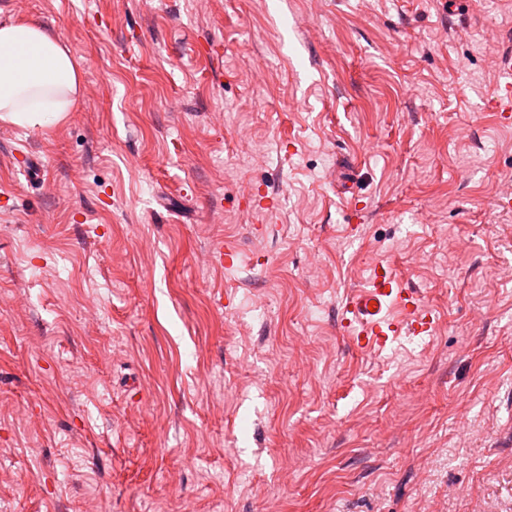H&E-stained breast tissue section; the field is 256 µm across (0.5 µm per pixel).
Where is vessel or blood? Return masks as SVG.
Here are the masks:
<instances>
[{"label": "vessel or blood", "mask_w": 512, "mask_h": 512, "mask_svg": "<svg viewBox=\"0 0 512 512\" xmlns=\"http://www.w3.org/2000/svg\"><path fill=\"white\" fill-rule=\"evenodd\" d=\"M501 82L494 104L512 110V51L499 59ZM339 325L364 352H383L403 336H427L437 326L432 308L418 289L406 286L390 266L375 265L367 285L352 291L339 317Z\"/></svg>", "instance_id": "vessel-or-blood-1"}]
</instances>
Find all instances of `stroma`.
Returning <instances> with one entry per match:
<instances>
[{"label": "stroma", "instance_id": "stroma-1", "mask_svg": "<svg viewBox=\"0 0 512 512\" xmlns=\"http://www.w3.org/2000/svg\"><path fill=\"white\" fill-rule=\"evenodd\" d=\"M28 19L81 89L0 123V512H512V0H0ZM376 262L433 335L343 337ZM501 78L503 79L492 100L501 109V112L512 110V51L504 53L499 59Z\"/></svg>", "mask_w": 512, "mask_h": 512}]
</instances>
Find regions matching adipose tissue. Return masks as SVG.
Listing matches in <instances>:
<instances>
[{
  "instance_id": "ef3b65f1",
  "label": "adipose tissue",
  "mask_w": 512,
  "mask_h": 512,
  "mask_svg": "<svg viewBox=\"0 0 512 512\" xmlns=\"http://www.w3.org/2000/svg\"><path fill=\"white\" fill-rule=\"evenodd\" d=\"M80 88L69 50L40 22L0 25V122L49 128L76 107Z\"/></svg>"
}]
</instances>
